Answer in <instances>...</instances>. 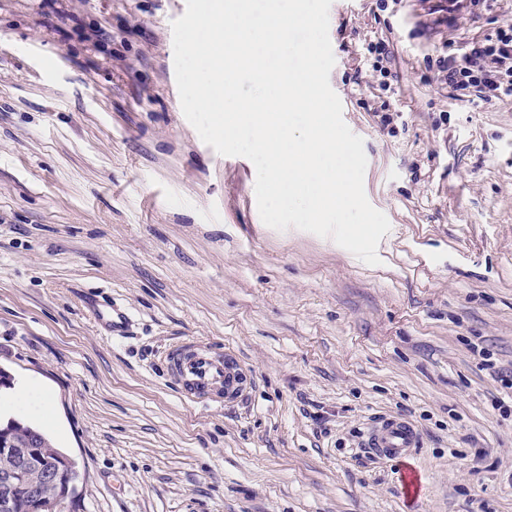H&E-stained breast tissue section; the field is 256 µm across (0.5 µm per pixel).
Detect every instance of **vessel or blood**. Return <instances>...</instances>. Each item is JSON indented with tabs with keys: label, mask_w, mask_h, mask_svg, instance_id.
Segmentation results:
<instances>
[{
	"label": "vessel or blood",
	"mask_w": 512,
	"mask_h": 512,
	"mask_svg": "<svg viewBox=\"0 0 512 512\" xmlns=\"http://www.w3.org/2000/svg\"><path fill=\"white\" fill-rule=\"evenodd\" d=\"M166 359L168 372L191 400L225 404L237 399L244 389L239 361L222 349L178 346ZM420 443L421 436L409 421L386 417L369 430L364 447L375 456L402 461L411 457Z\"/></svg>",
	"instance_id": "vessel-or-blood-1"
}]
</instances>
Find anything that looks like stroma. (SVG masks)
Instances as JSON below:
<instances>
[{
  "mask_svg": "<svg viewBox=\"0 0 512 512\" xmlns=\"http://www.w3.org/2000/svg\"><path fill=\"white\" fill-rule=\"evenodd\" d=\"M439 2L329 10L390 222L370 266L266 226L251 161L186 120V0H0V416L75 459L76 512H512V98H451L436 67L512 0L452 26ZM187 341L240 359L242 399L182 398ZM391 415L422 437L403 462L363 450Z\"/></svg>",
  "mask_w": 512,
  "mask_h": 512,
  "instance_id": "35a3bbf8",
  "label": "stroma"
}]
</instances>
